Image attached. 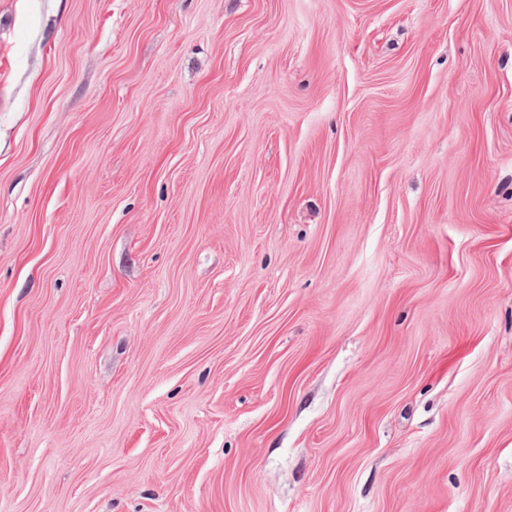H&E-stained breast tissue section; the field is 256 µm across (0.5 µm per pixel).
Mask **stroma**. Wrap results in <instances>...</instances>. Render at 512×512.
<instances>
[{
  "label": "stroma",
  "mask_w": 512,
  "mask_h": 512,
  "mask_svg": "<svg viewBox=\"0 0 512 512\" xmlns=\"http://www.w3.org/2000/svg\"><path fill=\"white\" fill-rule=\"evenodd\" d=\"M0 512H512V0H0Z\"/></svg>",
  "instance_id": "obj_1"
}]
</instances>
